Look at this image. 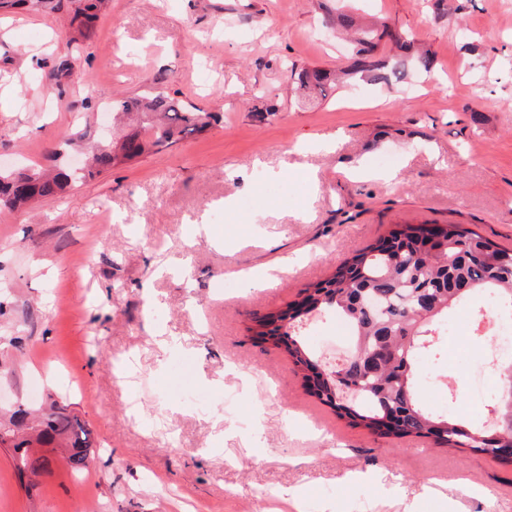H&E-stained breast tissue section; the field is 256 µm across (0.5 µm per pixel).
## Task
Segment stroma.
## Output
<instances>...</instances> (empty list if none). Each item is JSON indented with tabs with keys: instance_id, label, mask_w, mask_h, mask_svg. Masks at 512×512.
Instances as JSON below:
<instances>
[{
	"instance_id": "stroma-1",
	"label": "stroma",
	"mask_w": 512,
	"mask_h": 512,
	"mask_svg": "<svg viewBox=\"0 0 512 512\" xmlns=\"http://www.w3.org/2000/svg\"><path fill=\"white\" fill-rule=\"evenodd\" d=\"M348 7L414 33L431 73L299 103L291 66L348 63L327 24ZM70 21L0 8V159L52 166L118 97L174 92L221 121L0 209V400L68 403L96 442L83 472L31 479L0 447V512H404L397 485L417 512H512V462L357 425L254 333L403 224L512 249V0H109L79 40ZM489 344L417 361L423 405L439 380L470 414L461 379Z\"/></svg>"
}]
</instances>
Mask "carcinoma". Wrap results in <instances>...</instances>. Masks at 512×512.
<instances>
[{"mask_svg": "<svg viewBox=\"0 0 512 512\" xmlns=\"http://www.w3.org/2000/svg\"><path fill=\"white\" fill-rule=\"evenodd\" d=\"M74 15L90 22L105 6V0H76ZM336 28L355 31V54L345 75L370 77L387 82L405 77L406 65L429 73L433 58L429 51L415 47L412 34L379 25H362L355 15L339 12L333 19ZM294 91L303 98H327L336 86L335 73L322 68L291 69ZM112 112L134 115V128L117 143H104L89 151L91 164L76 172L61 163L49 172H15L0 176V208L16 210L32 201L53 199L74 183L93 179L103 172L126 164L151 151L159 152L178 141L206 131L219 122V115L191 103L158 92L149 96L124 97L112 101ZM470 281L472 290L492 288L498 295L512 298V250H505L478 232L461 224L406 225L393 230L375 245L352 256L328 279L306 289L301 301L278 315L260 322L257 335L277 342L284 337L275 330L286 329L288 353L303 365L306 380L320 377L317 364L306 354L300 340L306 305L317 313H332L348 321L354 336L352 355L373 348L385 332L391 356L387 368L378 376H364L359 386L363 397L357 403H342L333 398L328 384H314V394L324 403L344 412L367 429L379 432L385 414L397 415L396 435L433 439L451 449L501 458L502 448H512V394L508 382H500L497 393L496 423L475 427L464 416L436 415L419 404V389L414 379V364L421 352L438 353L433 339L439 322L455 304L470 296L455 286ZM433 298L438 310L421 307V300ZM30 412L23 406L10 411L0 421L10 437L15 469L22 476L41 471L48 458L34 450L60 449L62 459L73 472L88 466L92 431L86 422L68 410V405L52 403L29 424Z\"/></svg>", "mask_w": 512, "mask_h": 512, "instance_id": "cac0c4a2", "label": "carcinoma"}]
</instances>
